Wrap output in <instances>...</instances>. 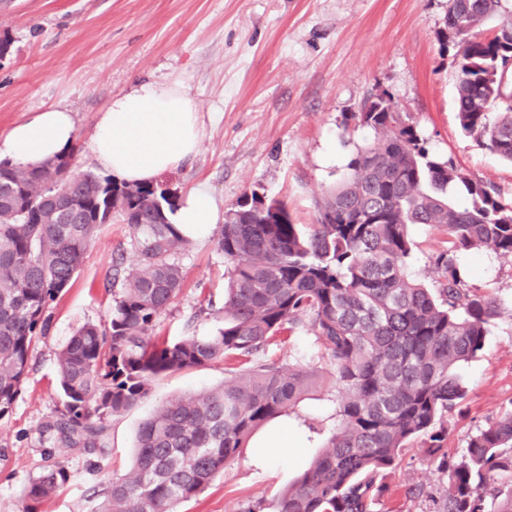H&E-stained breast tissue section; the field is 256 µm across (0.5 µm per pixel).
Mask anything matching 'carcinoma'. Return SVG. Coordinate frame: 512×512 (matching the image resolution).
<instances>
[{"mask_svg": "<svg viewBox=\"0 0 512 512\" xmlns=\"http://www.w3.org/2000/svg\"><path fill=\"white\" fill-rule=\"evenodd\" d=\"M498 17L493 37L485 22ZM459 38L461 130L512 162V14L502 0H448ZM497 101L489 120L488 100ZM376 140L357 149L346 177L322 192L304 230L287 206L253 191L224 216L215 243L227 261L220 326L160 343L152 331L181 288L176 256L190 240L167 219L176 192L130 186L91 169L59 177L73 153L40 166L0 161V421L8 418L46 335L47 312L73 285L100 227L122 218L130 255L109 276L104 324L79 327L57 355L62 409L46 426L66 446L104 452L106 422L176 371L245 361L224 384L162 402L140 424L130 470L112 477L96 512H178L235 461L255 430L288 414L317 384L335 390L336 428L320 454L268 504L269 512H373L379 479L404 448L444 447L448 417L463 412L457 367L482 350L500 317L492 294L471 287L457 255L485 248L512 257V202L471 179L453 160L429 158L414 125L386 93L352 113ZM464 193L456 206L448 189ZM444 235L431 263L435 285L413 278L409 227ZM314 338L329 378L297 349L288 364L260 359L283 330ZM435 512H512V410L473 436ZM71 478L62 461L24 490L22 512H38ZM247 503L240 512H264Z\"/></svg>", "mask_w": 512, "mask_h": 512, "instance_id": "obj_1", "label": "carcinoma"}]
</instances>
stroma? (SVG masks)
<instances>
[{"instance_id": "obj_1", "label": "stroma", "mask_w": 512, "mask_h": 512, "mask_svg": "<svg viewBox=\"0 0 512 512\" xmlns=\"http://www.w3.org/2000/svg\"><path fill=\"white\" fill-rule=\"evenodd\" d=\"M448 0H0V134L50 106L75 120L74 161L92 167L100 110L137 82L184 83L203 136L197 153L162 180L186 196L197 186L219 212L258 192L284 200L295 223H314L322 189L339 182L372 130L347 123L350 113L385 92L416 125L431 157L453 159L474 180L512 201V163L465 135L456 118L455 40L446 27ZM412 272L437 278L429 258L443 236L412 227ZM129 228L104 225L70 290L50 311V330L31 353L25 386L0 421V512H21L22 494L48 459L65 461L70 481L40 512H95L113 474L131 463L140 423L171 397L220 385L223 364L183 370L155 381L150 397L107 427L105 455L63 447L46 433L60 407L56 353L87 322H106L107 277L129 252ZM182 288L160 314L161 336L204 335L218 325L227 263L213 238L181 255ZM465 278L497 296L503 313L457 374L466 390L463 415L448 421L443 451L459 458L486 422L512 405V259L490 251L461 256ZM335 424L327 386L314 388L289 415L256 431L238 460L180 512H238L269 502L319 452ZM421 443H411L374 512H432L448 476ZM424 484L423 493L409 487Z\"/></svg>"}]
</instances>
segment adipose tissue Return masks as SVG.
<instances>
[{"instance_id": "adipose-tissue-1", "label": "adipose tissue", "mask_w": 512, "mask_h": 512, "mask_svg": "<svg viewBox=\"0 0 512 512\" xmlns=\"http://www.w3.org/2000/svg\"><path fill=\"white\" fill-rule=\"evenodd\" d=\"M201 135L199 111L179 81H146L113 97L100 112L91 152L94 164L130 184L149 183L193 156ZM74 141L71 112L51 107L0 137V158L37 166L68 154ZM167 218L186 238L206 237L217 218L206 187L192 190Z\"/></svg>"}]
</instances>
